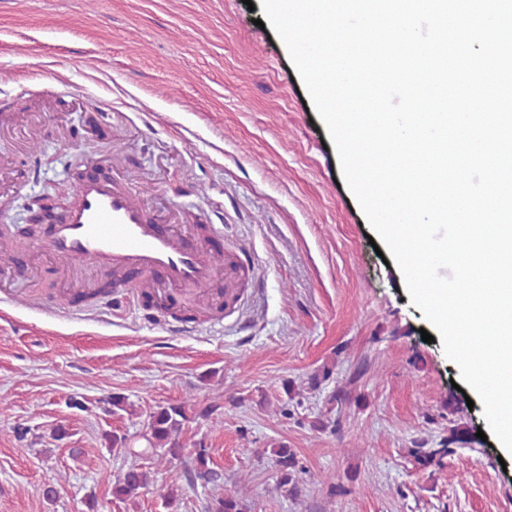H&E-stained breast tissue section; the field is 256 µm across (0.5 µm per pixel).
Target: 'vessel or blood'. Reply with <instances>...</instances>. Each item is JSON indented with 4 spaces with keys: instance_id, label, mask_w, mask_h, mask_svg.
Listing matches in <instances>:
<instances>
[{
    "instance_id": "1",
    "label": "vessel or blood",
    "mask_w": 512,
    "mask_h": 512,
    "mask_svg": "<svg viewBox=\"0 0 512 512\" xmlns=\"http://www.w3.org/2000/svg\"><path fill=\"white\" fill-rule=\"evenodd\" d=\"M34 249L63 263L75 287H94L95 270L111 269L113 291L126 303L148 291L169 304L180 293L200 303H223L228 316L240 303L238 247L227 243L215 252L197 230L182 234L149 217L140 188L107 173H85L63 218Z\"/></svg>"
}]
</instances>
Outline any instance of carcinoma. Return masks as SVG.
Here are the masks:
<instances>
[{"label":"carcinoma","instance_id":"obj_1","mask_svg":"<svg viewBox=\"0 0 512 512\" xmlns=\"http://www.w3.org/2000/svg\"><path fill=\"white\" fill-rule=\"evenodd\" d=\"M191 407L179 404L158 405L148 413V437L140 448L130 446L128 437L116 431L106 436L110 451L130 459L115 480L109 482L112 498L121 502H133L142 492L150 491L161 501L168 512H177L179 503L178 487L158 483L155 469L181 463L201 473L211 471L208 449L200 447L187 455L180 440L187 423L192 419ZM463 430L457 426L449 428L448 441L444 447L424 450L412 448L409 453L417 463L426 466L448 452V446L459 441ZM271 460L276 467L278 489L286 496L297 495L298 473L303 471L296 452L281 444L270 450ZM207 512H246V492L237 489L229 493L211 492L206 506Z\"/></svg>","mask_w":512,"mask_h":512}]
</instances>
